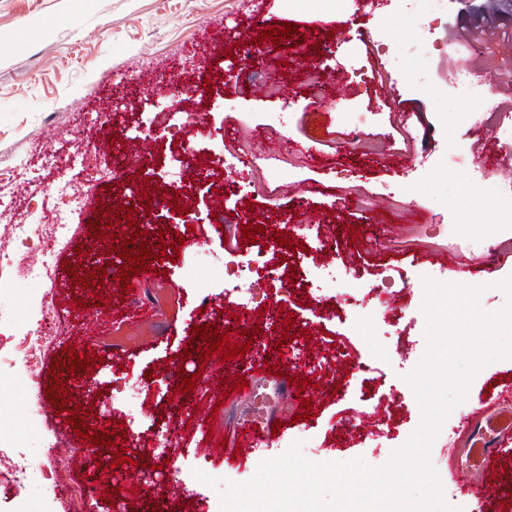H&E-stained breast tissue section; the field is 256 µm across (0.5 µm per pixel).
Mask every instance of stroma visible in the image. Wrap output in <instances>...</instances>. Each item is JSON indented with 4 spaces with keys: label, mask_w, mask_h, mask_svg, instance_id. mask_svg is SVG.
<instances>
[{
    "label": "stroma",
    "mask_w": 512,
    "mask_h": 512,
    "mask_svg": "<svg viewBox=\"0 0 512 512\" xmlns=\"http://www.w3.org/2000/svg\"><path fill=\"white\" fill-rule=\"evenodd\" d=\"M446 2L432 24L436 47L419 57L410 36L422 10L402 11L398 0H346L345 13L328 18L295 10L289 0H0V264L9 269L0 279V512H111L108 502L83 496L94 479L84 460L88 440L72 436L69 451L57 443L67 422L50 401L49 372L64 347L95 349L73 333L95 312L75 308L61 266L79 262L88 224L123 174L118 161L144 142L143 171L191 184L183 206L198 223L174 226L184 240L179 260L130 279L129 298L159 304L154 323L134 330L115 319L95 349L104 360L90 368V381L69 382L70 404L91 407L90 422L127 427L130 461L112 480L118 503L133 512H218L214 489L194 471L244 482L297 440L310 441L306 457L316 463L361 458L379 467L405 444L421 421L406 376L426 351L424 271L437 256L454 255L439 282L484 281L486 312L506 305L500 283L512 277V204L485 184L466 224L454 200L483 166L485 149L512 164V142L500 134L512 126V45L500 44L512 42V0ZM284 22L300 28L305 54L269 41L246 59L223 56L227 37ZM324 41L330 54L313 49ZM392 52L401 56L396 70ZM218 55L232 79L213 87L206 107L170 97L169 75ZM310 63L323 70L326 90L307 86ZM452 66L486 82L502 113L490 121L482 104L459 100L448 88ZM261 75L278 82V95L265 93ZM345 103L366 117L362 141L350 138L353 127L338 111ZM181 112L196 113V125L179 128ZM113 127L123 136L102 152V133ZM188 146L196 161L182 174L170 158ZM61 182L80 200L63 237L53 227ZM401 189L406 197L392 199ZM251 212L269 222L287 216L281 236L293 253L266 234L249 242L242 226ZM217 213L223 225L213 224ZM389 222L400 225L398 236L386 237ZM15 224L42 225V236L17 240ZM472 236L498 245L497 255L471 246ZM228 249L267 264L264 307L244 317L222 314L224 280L213 268ZM287 256L301 285L286 308L279 277ZM322 260L351 292L374 289L376 322L343 324L331 314L335 300L316 303L308 269ZM45 262L49 274L30 279L28 268ZM200 278L211 279L208 293L197 288ZM206 318L244 348L235 363L247 387L213 395L197 359L184 357L192 326ZM172 364L195 377V388L179 397ZM284 374L304 380L313 418L302 417L301 403L284 404ZM511 375L512 359L485 366L432 445L430 462L456 512H512V434L484 430L485 440L508 445L490 470L462 428L471 402L500 411ZM131 385L142 390L140 405L119 407ZM369 396L382 405L377 445L362 427L372 413ZM255 419L281 428L229 463L211 450L212 441L233 440ZM138 457L144 466L135 465ZM22 461L31 464L25 482L16 477ZM462 469L478 483L494 474L498 496L480 501L456 492Z\"/></svg>",
    "instance_id": "obj_1"
}]
</instances>
